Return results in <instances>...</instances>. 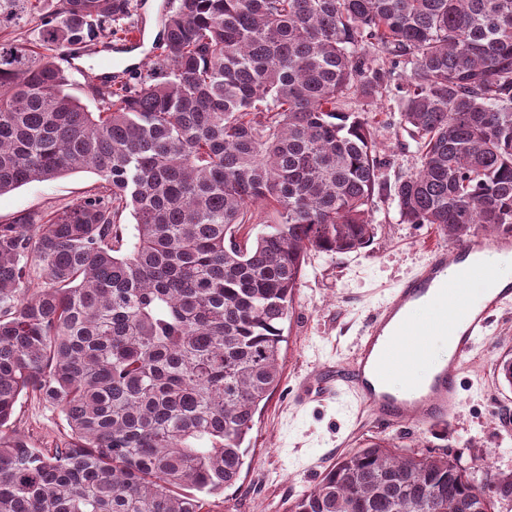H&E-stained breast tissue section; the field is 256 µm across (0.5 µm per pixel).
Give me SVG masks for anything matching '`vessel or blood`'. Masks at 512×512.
I'll return each instance as SVG.
<instances>
[{
    "label": "vessel or blood",
    "instance_id": "1",
    "mask_svg": "<svg viewBox=\"0 0 512 512\" xmlns=\"http://www.w3.org/2000/svg\"><path fill=\"white\" fill-rule=\"evenodd\" d=\"M509 301L512 282L498 283L481 245L468 241L449 251L432 249L428 261L371 319L353 364L326 371L319 393L330 398L351 390L382 422L425 429L446 421L461 403L467 359L493 313ZM439 334L448 339V355L429 383L408 379L404 391L389 389L394 375H409L430 361Z\"/></svg>",
    "mask_w": 512,
    "mask_h": 512
}]
</instances>
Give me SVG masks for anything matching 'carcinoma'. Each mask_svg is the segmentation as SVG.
<instances>
[{"label":"carcinoma","mask_w":512,"mask_h":512,"mask_svg":"<svg viewBox=\"0 0 512 512\" xmlns=\"http://www.w3.org/2000/svg\"><path fill=\"white\" fill-rule=\"evenodd\" d=\"M136 9L58 0L40 50L0 48V195L100 178L0 224V512H203L236 483L306 257L374 237L388 186L372 125L341 102L395 69L421 148L393 187L403 221L458 242L512 232V0H172L160 72L91 84L90 112L59 58L129 34ZM30 393L69 427L51 450L5 436ZM289 512L494 503L455 457L377 442Z\"/></svg>","instance_id":"carcinoma-1"}]
</instances>
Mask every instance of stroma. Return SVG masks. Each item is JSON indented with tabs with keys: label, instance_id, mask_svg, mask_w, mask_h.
<instances>
[{
	"label": "stroma",
	"instance_id": "1",
	"mask_svg": "<svg viewBox=\"0 0 512 512\" xmlns=\"http://www.w3.org/2000/svg\"><path fill=\"white\" fill-rule=\"evenodd\" d=\"M56 3L29 0L27 9L13 10L0 24V45L39 44V20L52 15ZM168 7L169 0H138L131 22L143 29L144 40L136 50L124 52L118 42L106 40L68 65L71 92L89 111H96L97 103L88 84L98 77L102 60H111L112 74L123 77L130 68L143 72L155 66V44ZM348 106L365 110L374 127L383 181L394 184L418 167L420 148L403 127L393 93L374 102L353 98ZM97 181L95 173L81 171L25 184L0 196V224L73 201ZM372 220L377 230L366 248L307 256L284 323L280 383L246 437L248 454L238 481L208 497L207 512H288L340 456L381 441L407 454H451L476 486L493 495L495 512H512V496L496 494L498 481L512 476V387L503 385L496 373L501 358L512 353V304L494 314L479 340L462 374V401L444 424L429 430L386 425L345 393L306 403L294 398L299 386L317 383L324 367L352 364L367 322L391 292L428 259L431 248L453 245L433 225L403 223L389 193L375 198ZM9 432L33 447L50 448L63 440L68 427L59 408L25 397Z\"/></svg>",
	"mask_w": 512,
	"mask_h": 512
}]
</instances>
